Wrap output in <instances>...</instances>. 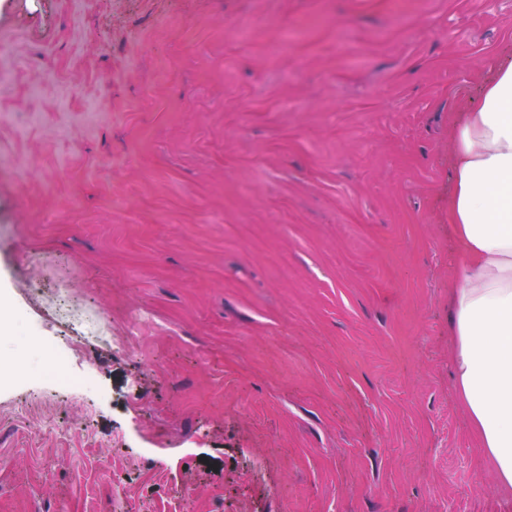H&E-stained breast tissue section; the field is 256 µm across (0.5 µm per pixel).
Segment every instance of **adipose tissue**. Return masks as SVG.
Instances as JSON below:
<instances>
[{
    "label": "adipose tissue",
    "mask_w": 512,
    "mask_h": 512,
    "mask_svg": "<svg viewBox=\"0 0 512 512\" xmlns=\"http://www.w3.org/2000/svg\"><path fill=\"white\" fill-rule=\"evenodd\" d=\"M448 226L454 394L501 491L512 490V60L499 65L451 139Z\"/></svg>",
    "instance_id": "obj_1"
}]
</instances>
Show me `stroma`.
<instances>
[{
  "instance_id": "35a3bbf8",
  "label": "stroma",
  "mask_w": 512,
  "mask_h": 512,
  "mask_svg": "<svg viewBox=\"0 0 512 512\" xmlns=\"http://www.w3.org/2000/svg\"><path fill=\"white\" fill-rule=\"evenodd\" d=\"M511 50L512 0H0V512H512L448 359ZM31 348L33 353L37 355L48 356L54 359L56 370L50 373V377L52 378L55 386L60 390L68 389L73 382H77L83 387H87L89 384V380L86 376L73 381L65 375L68 370V358L63 353L57 351L50 341L42 338L41 336H36Z\"/></svg>"
}]
</instances>
